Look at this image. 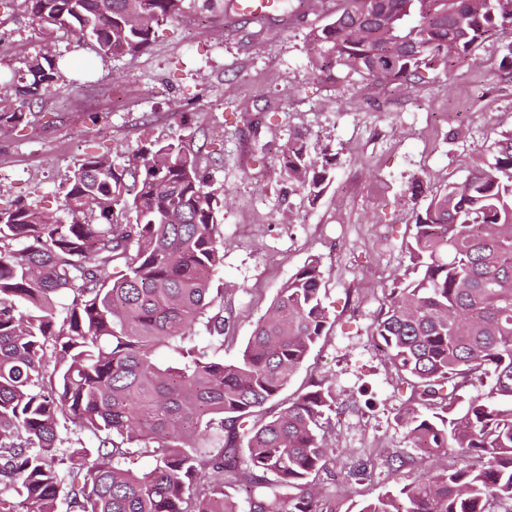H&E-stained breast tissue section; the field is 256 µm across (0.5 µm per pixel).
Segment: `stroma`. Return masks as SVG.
<instances>
[{"label": "stroma", "mask_w": 512, "mask_h": 512, "mask_svg": "<svg viewBox=\"0 0 512 512\" xmlns=\"http://www.w3.org/2000/svg\"><path fill=\"white\" fill-rule=\"evenodd\" d=\"M289 2L293 19L285 25L184 0L150 51L130 59L75 47L61 31L46 37L24 0H15L0 24V71L49 50L77 57L72 77L79 85L31 105L24 132L0 135V198L55 199L90 146L186 136L226 193L217 227L224 262L213 284L224 291L233 336L204 342L207 356L236 359L281 285L309 257L321 260L329 324L277 402L296 398L310 378L327 377L336 409L323 424L331 454L319 483L336 512H351L394 482L476 462L467 453L412 446L398 420L409 392L373 327L386 288L409 263L414 216L426 204L408 194L410 179L435 189L461 181L512 134V79L501 76L512 33L492 36L472 58L421 86L364 92L314 77L307 34L326 19L307 0ZM298 130L340 161L314 203L289 192L280 173L282 148ZM389 452L406 461L398 475L378 465L370 480H347L355 459Z\"/></svg>", "instance_id": "stroma-1"}]
</instances>
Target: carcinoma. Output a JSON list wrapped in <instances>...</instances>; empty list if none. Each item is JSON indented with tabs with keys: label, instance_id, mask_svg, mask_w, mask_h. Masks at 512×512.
<instances>
[{
	"label": "carcinoma",
	"instance_id": "cac0c4a2",
	"mask_svg": "<svg viewBox=\"0 0 512 512\" xmlns=\"http://www.w3.org/2000/svg\"><path fill=\"white\" fill-rule=\"evenodd\" d=\"M39 26L105 57L135 58L184 0H25ZM311 29L312 72L364 87H415L490 36L512 32V0H336ZM73 63L48 51L0 82V134L30 124L25 105L66 86ZM114 163L95 146L63 186L66 219L18 198L0 205V512H335L317 480L336 407L324 377L262 412L306 362L329 312L312 256L276 292L233 363L206 361L197 329L230 336L212 272L224 259L215 186L179 136L141 139ZM280 173L315 203L338 156L293 133ZM410 265L374 326L411 391L401 422L416 448L474 453L467 469L426 472L356 512H495L512 504V136L492 160L432 191L415 178ZM486 387L463 399L464 384ZM143 448L154 464L123 462Z\"/></svg>",
	"mask_w": 512,
	"mask_h": 512
}]
</instances>
